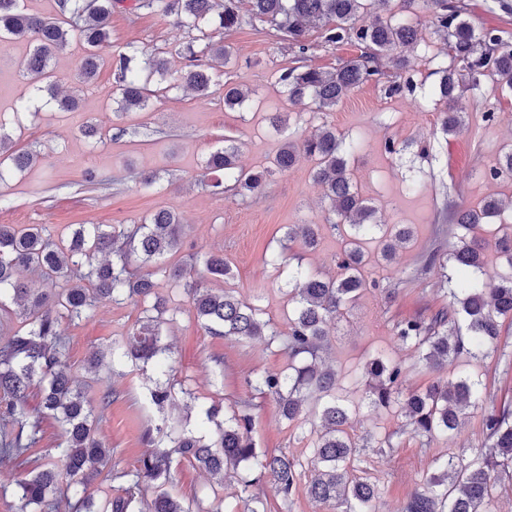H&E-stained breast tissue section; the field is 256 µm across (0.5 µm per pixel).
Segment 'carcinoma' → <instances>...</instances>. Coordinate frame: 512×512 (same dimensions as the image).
<instances>
[{
  "instance_id": "1",
  "label": "carcinoma",
  "mask_w": 512,
  "mask_h": 512,
  "mask_svg": "<svg viewBox=\"0 0 512 512\" xmlns=\"http://www.w3.org/2000/svg\"><path fill=\"white\" fill-rule=\"evenodd\" d=\"M247 8H242V3ZM116 0H57V16L49 18L29 13L25 0H0V46L18 39L32 45L18 70L25 86L15 118L35 95L54 92L51 63L77 36L86 53L76 70L81 84L93 81L107 64L115 75L112 100L117 113L145 109L157 90L154 79L164 83L162 92L190 89L197 97L209 95L216 73L211 65L218 59L232 62L231 47L212 40L216 30L232 31L246 22L268 25L276 37L286 40L301 55L310 49L307 27L319 25L328 45L353 43L360 50L355 58L331 70L291 67L282 70L278 83L288 101L308 102L318 112H329L351 92L373 82L388 97L404 92L413 94V80L398 81L408 69L405 49L418 42L419 24L396 16L393 0H136L135 8H147L163 18H173L187 30L189 41L179 51L183 64L169 66L167 52H147L129 45L116 54L109 51L112 8ZM376 10L369 24L359 23L364 12ZM429 26L447 46L445 58L438 61V81L424 91V97L442 105V129L448 135L461 133L466 113L456 108L458 92L464 86L481 88L489 78L495 88L512 92V42L494 28H476L466 18L462 0H430ZM249 92L224 86V106L242 107ZM356 146L323 122L300 142L283 143L273 160L274 169L292 167L298 153L315 161L312 177L328 204V222L343 232L345 246L338 256L336 276L322 277L298 265L289 271L288 329L281 332L261 320L260 309L226 290L207 287L200 279L186 277L181 266H159L165 255L178 251L183 242V225L171 210H159L142 219L134 229L110 230L101 224H80L66 248L51 240L45 229L32 224L17 228L0 224V313L7 303L20 307V327L0 345V456L31 457L39 443L38 426L29 423L23 403L31 388L40 390L44 410L63 427L58 461L51 468L33 469L18 483L17 512H29L35 505L40 512H60L61 504L75 512H192L169 492L159 489L149 501L143 487L169 477L173 456L196 463L222 480L239 468L248 475L239 477L241 493L265 480L271 482L283 501H288L297 482V464L287 453L257 450L252 439L254 415L249 404L217 420L218 410L206 413L214 424L209 436L168 426L158 429L162 437L155 448L138 461L130 484L122 493L94 509L85 486L97 467H106L110 449L97 438L93 410L63 361L64 337L61 318L88 316L98 300L114 302L135 299L148 316L133 326L125 340L110 349L112 367L131 364L169 365L170 344L164 342L162 324L178 312L169 299L156 292L155 277L163 276L193 306L197 318L214 336L239 340L265 338L279 343L288 355L281 371H264L248 381L252 391L275 400L280 416L289 422L304 420L303 406L316 395L322 401L313 443L314 477L309 497L330 504L340 512H372L376 497L373 484L354 477L350 460L360 451L349 433L356 408L336 394V371L326 365L320 352L329 336V326L367 289L364 268L368 263L363 244L377 242L380 256L391 263L397 250L412 237L411 227L380 224L376 210L362 197L356 185L350 158ZM239 147L224 139V147L211 152L203 166V179L218 194L231 192L242 198L262 193L272 170H245L238 165ZM33 162L28 151L13 149L9 135L0 123V182L14 171ZM488 178L512 174V152L488 171ZM512 209L505 202L488 196L477 208L457 207L450 221L459 233L460 245L445 253L430 252L418 272L426 274L451 265L457 277L440 275L437 286L448 294V305L426 316L414 314L398 320L392 329L395 341L412 349L436 378L421 389L404 391L405 372L385 353L377 352L355 371L353 383L363 386L364 399L372 406L393 410L404 419V429L428 442L451 437L469 411L481 413L486 447L471 458L454 453L439 461V472L425 479L404 503L402 512H494V505L512 490V409L487 406L485 387L479 375L461 373L450 380L440 372L448 360H480L500 349L502 323L512 321V273L486 284L478 276L485 263L486 250L493 247L512 267V233L483 236L486 219ZM316 224H291L280 249L267 255L265 263L275 269L286 266L288 243L297 239L313 248L317 243ZM201 263L213 278H225L230 266L221 252L205 254ZM29 269L39 278L40 287L20 278ZM150 401L162 410L173 401L172 385L154 381ZM77 496L63 501L59 485Z\"/></svg>"
}]
</instances>
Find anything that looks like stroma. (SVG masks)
I'll return each mask as SVG.
<instances>
[{"label": "stroma", "mask_w": 512, "mask_h": 512, "mask_svg": "<svg viewBox=\"0 0 512 512\" xmlns=\"http://www.w3.org/2000/svg\"><path fill=\"white\" fill-rule=\"evenodd\" d=\"M132 2L123 0L112 13L113 51L130 43L150 50L186 42V31L172 20L147 9H132ZM464 2L476 27H494L512 37V0ZM421 36L419 45L408 52V74L416 84L429 86L436 80L433 58L441 44L431 28H422ZM223 39L232 47L234 59L207 98L182 90L169 92L151 98L145 110L122 116L116 115L112 101L110 67H102L89 85L75 87L74 74L84 46L71 40L67 51L57 58L54 72L58 92H76L77 108L57 111L44 92L31 101L37 116L19 123L14 122L13 111L25 88L17 63L29 53L30 45L18 40L0 49V123L15 149L38 154L31 167L0 187V195L6 199L0 206V224H41L62 242L77 224L130 225L159 209L175 211L184 224V242L179 252L163 258V265L180 264L199 275L203 268L198 257L223 251L232 272L226 278L208 280V287L254 303L264 320L284 331L288 328L286 276L265 264L266 252L279 248L290 224L323 227L316 249H307L298 241L291 243L288 255L293 261L331 276L342 249L339 234L325 226L327 204L312 180L314 162L299 155L292 168L270 178L262 194L246 200L214 193L201 181V164L229 138L241 148V166L263 169L286 140L303 138L324 122L344 137L357 139L360 148L350 165L359 190L376 208L380 223L413 225L414 240L399 250L392 264L369 265L367 277L377 280V287L367 289L354 308L331 326L322 356L336 368L343 395L359 407L351 435L390 438L389 448L372 443L361 448L349 464L352 475L375 484L376 512H401L408 494L436 472L439 459L451 451L467 456L482 446L481 416L476 412L467 415L453 441L437 438L425 442L404 432L401 419L394 414L363 401L349 375L367 356L384 350L405 368L408 388H421L432 380V373L417 364L414 352L395 342L391 327L398 319L415 313L429 315L447 303L434 285V276L419 278L414 273L419 257L429 249L440 245L448 250L456 242L451 224L440 215L445 201L469 207L489 195L512 198V184L480 187L473 179L474 172L498 160L499 141L512 135V94L495 92L487 82L481 89L464 91L460 106L468 115V125L452 137L441 129L437 106L423 104L408 93L385 97L372 83L356 89L334 111L321 114L312 105L289 103L277 83L279 73L301 65L333 69L339 61L357 55L356 46L326 45L320 29L313 28L308 33L311 49L302 56L258 23L224 33ZM228 83L250 90L243 108L225 107L224 86ZM490 109L496 117L488 121L483 114ZM270 112L287 114L289 121L282 130L268 126L266 115ZM91 121L100 123L103 140L83 136L82 127ZM388 139L397 144V155L385 153ZM420 140L430 142V157L418 155L416 143ZM89 171L100 178V185L84 183L83 176ZM145 173L158 177L155 187L148 190L139 184ZM414 179L421 187L408 191L406 185ZM387 288L396 291L389 301L383 295ZM180 307L176 321L164 327L166 340L174 348L170 381L177 389L176 405L162 411L149 401L148 390L157 377L153 369L128 365L116 374L106 357L109 348L121 343L140 320L139 303L104 300L88 318L61 322L66 363L95 409L98 437L112 453L109 468L87 486L95 504L120 494L123 482L113 478V471L137 466L150 450L147 431L163 418L176 419L196 434H208L201 420L209 407L219 404L224 412H232L236 401L248 398L249 379L262 371L282 369L288 362L278 345L211 335L197 321L188 301H181ZM99 352L103 361L91 367V358ZM465 369L482 377L494 406L512 407V367L494 355L448 365L452 376ZM107 391L112 400L105 405L101 397ZM39 401L38 394H31L25 409L30 420L40 423L42 440L34 458L46 465L56 462L63 431L55 419L40 414ZM252 438L258 451L286 452L298 465L296 489L289 500H281L270 483L254 487L265 512H335L333 506L316 503L307 494L313 476L309 426L281 419L275 402L267 399L254 412ZM168 488L182 503L197 498L202 507L219 503L225 512L235 507L239 491L235 479L217 482L183 459L173 461Z\"/></svg>", "instance_id": "stroma-1"}]
</instances>
